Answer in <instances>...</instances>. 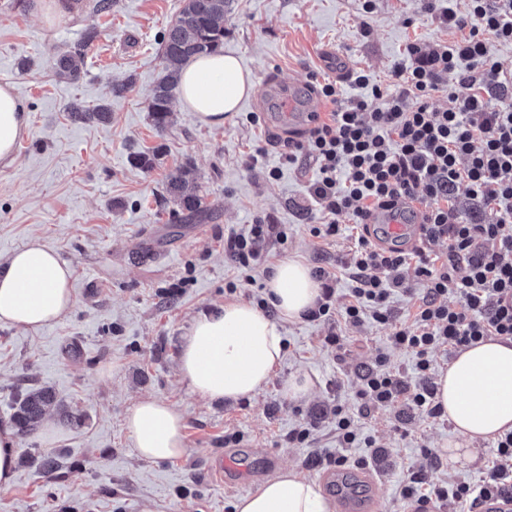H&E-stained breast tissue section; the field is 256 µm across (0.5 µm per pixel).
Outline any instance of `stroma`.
I'll list each match as a JSON object with an SVG mask.
<instances>
[{
  "mask_svg": "<svg viewBox=\"0 0 512 512\" xmlns=\"http://www.w3.org/2000/svg\"><path fill=\"white\" fill-rule=\"evenodd\" d=\"M182 0H114L110 14L84 6L53 24L40 7L27 13L0 0V83H10L31 116L13 164H0V257L37 237L74 267L76 302L63 319L37 333L0 324V421L11 419L21 387L48 385L81 417L61 423L48 413L20 449L63 453L71 471L54 478L17 466L12 487L0 491V512H235L237 500L273 477L268 458L311 481L321 470L314 454H346L368 467L385 512H410L401 481L419 466L422 449L436 454L433 484L479 483L490 452L484 439L460 442L447 417L428 418L401 399L363 416L355 393L361 378L387 351L397 376L411 373L412 354L389 344L393 325L285 321V356L264 390L235 402L194 394L178 371L181 338L197 312L230 300H251L261 270L237 269L224 258V234L246 230L254 218L285 229V243H270L268 265L296 259L335 273L336 301L353 286L341 263L354 247L343 236L317 238L318 216L308 188L317 165L309 157L282 160L287 141L303 132L270 121L278 84L317 93L332 81L352 94L350 75L365 71L385 81L406 43L453 40L425 11L422 0H234L224 24V52L236 55L256 82L223 126L197 122L174 105L157 130L147 105L162 75L160 39ZM99 36L79 81L59 79L53 56L68 50L89 25ZM133 78L132 91L113 95L111 84ZM107 103L108 123L73 121L69 110ZM322 112L331 104L316 100ZM145 153L143 168L131 156ZM191 165L208 210L184 221L160 205L169 172ZM277 176H269L270 168ZM340 338L329 344L328 335ZM297 373L314 382L305 400L285 398L283 383ZM152 395L184 418L185 452L151 463L135 454L124 428L128 411ZM355 413L363 445L341 449L336 406ZM308 441L293 440L306 423ZM243 463L247 479L211 472L215 457Z\"/></svg>",
  "mask_w": 512,
  "mask_h": 512,
  "instance_id": "1",
  "label": "stroma"
}]
</instances>
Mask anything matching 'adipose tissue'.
Instances as JSON below:
<instances>
[{
	"instance_id": "1",
	"label": "adipose tissue",
	"mask_w": 512,
	"mask_h": 512,
	"mask_svg": "<svg viewBox=\"0 0 512 512\" xmlns=\"http://www.w3.org/2000/svg\"><path fill=\"white\" fill-rule=\"evenodd\" d=\"M250 72L230 53L195 57L182 68L179 101L198 122L223 126L240 101L255 93ZM30 126V114L10 85L0 83V163L15 160ZM74 268L40 239H30L0 261V323L36 332L65 317L75 304ZM319 288L309 269L295 260L276 264L266 298L268 316L243 300L198 312L186 330L179 371L192 392L211 401L260 393L284 359L279 320H298ZM436 401L466 441L491 440L512 430V340H488L463 349L436 382ZM136 455L169 461L184 451V420L169 403L141 398L125 417ZM236 512H331L313 481L283 468L236 503Z\"/></svg>"
}]
</instances>
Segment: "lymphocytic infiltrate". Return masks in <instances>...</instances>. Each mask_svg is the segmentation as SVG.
<instances>
[{
	"label": "lymphocytic infiltrate",
	"instance_id": "f902f5d3",
	"mask_svg": "<svg viewBox=\"0 0 512 512\" xmlns=\"http://www.w3.org/2000/svg\"><path fill=\"white\" fill-rule=\"evenodd\" d=\"M425 9L446 28L461 31V38L429 47L407 43L388 84L355 72L358 92L350 97L335 83H324L320 93L333 112L316 120L306 139L285 155L290 161L301 151L318 163L309 185L323 216L315 236L336 237L348 228L356 232L343 263L354 283L349 300L337 306L330 272L315 270L322 293L304 320L325 321L339 311L354 325L367 317L390 323L391 347L413 355V380L407 383L387 370L386 353L378 354L375 369L363 376L356 393L364 414L404 396L428 417L442 416L430 377L434 353L512 339V107L504 103L512 95V71L494 61L488 45L492 39L512 44V0H466L462 11L426 0ZM443 88L451 106L440 110L431 98ZM462 189L483 218L459 209ZM406 199L423 206L420 239L446 244L444 260L372 242L369 215ZM286 237L259 218L247 231L225 236L224 257L254 269L270 242ZM417 281L426 285L423 295L405 319L395 321L394 295L412 292ZM422 455L425 467L401 488L403 498L418 507L438 499L457 512H476L492 497L512 495V431L494 441L485 475L473 485L430 487L427 469L436 460L430 450Z\"/></svg>",
	"mask_w": 512,
	"mask_h": 512
}]
</instances>
